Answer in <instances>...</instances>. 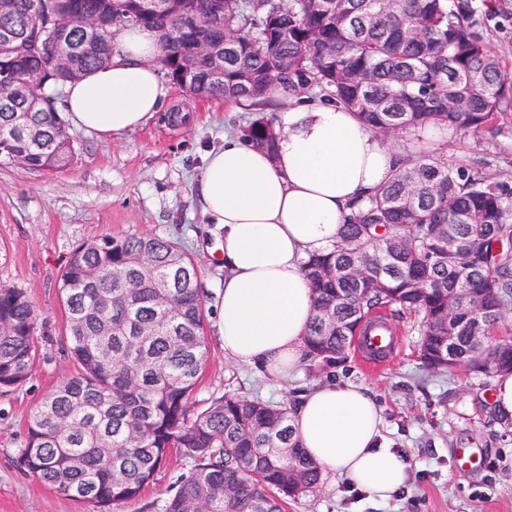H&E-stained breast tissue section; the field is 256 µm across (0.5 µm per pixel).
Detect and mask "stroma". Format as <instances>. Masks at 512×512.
Wrapping results in <instances>:
<instances>
[{
  "label": "stroma",
  "instance_id": "stroma-1",
  "mask_svg": "<svg viewBox=\"0 0 512 512\" xmlns=\"http://www.w3.org/2000/svg\"><path fill=\"white\" fill-rule=\"evenodd\" d=\"M485 43L512 73V0H471ZM172 110L193 114L181 126L169 112L144 127L107 141L70 129L75 155L55 171L0 166V284L25 289L37 314L39 356L19 388L0 393V512H86L27 473L19 462L27 424L43 397L75 370L63 352L66 315L59 294L61 271L73 248L104 236L156 234L180 240L199 267L205 305L208 361L194 393L197 407L236 390L280 402L311 385L307 374L281 383L263 380L224 355L217 331L224 281L219 263L222 236L205 223L194 194L201 158L224 134H241L254 111L224 100L170 88ZM445 166L486 168L512 186V111L496 132L456 128L437 155ZM394 346L380 366L358 354L329 369L333 380L368 387L383 414L384 435L409 463L407 491L387 502L351 496L344 481L324 476L321 490L290 505L288 512H512V432L482 413L491 391L464 369L426 372L417 354L418 317L385 312ZM473 462L458 467L459 449ZM174 456L136 501L114 512H160L170 491L189 471Z\"/></svg>",
  "mask_w": 512,
  "mask_h": 512
}]
</instances>
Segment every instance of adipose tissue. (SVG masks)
I'll use <instances>...</instances> for the list:
<instances>
[{"label": "adipose tissue", "instance_id": "obj_1", "mask_svg": "<svg viewBox=\"0 0 512 512\" xmlns=\"http://www.w3.org/2000/svg\"><path fill=\"white\" fill-rule=\"evenodd\" d=\"M157 30L130 26L110 63L68 82L58 103L71 125L109 140L147 124L169 98ZM274 150L229 134L207 151L195 185L200 209L224 244L218 332L224 353L261 377L288 380L304 362L313 315L309 255L329 249L341 228L402 162L352 112L323 100L275 112ZM292 424L322 472L379 500L404 490L409 465L385 445L372 392L318 383L300 393Z\"/></svg>", "mask_w": 512, "mask_h": 512}]
</instances>
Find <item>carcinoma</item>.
<instances>
[{"label":"carcinoma","mask_w":512,"mask_h":512,"mask_svg":"<svg viewBox=\"0 0 512 512\" xmlns=\"http://www.w3.org/2000/svg\"><path fill=\"white\" fill-rule=\"evenodd\" d=\"M216 2L174 0L144 13L132 0H12L0 31L16 39L0 53V71L14 73L18 89L0 101V165L19 156L35 171L71 164L73 141L54 100L67 80L106 64L130 26L161 32L160 62L174 84L230 106L264 105L274 88L296 100L318 93L383 136L432 120L490 130L512 107V76L477 30L471 0H226L220 15ZM85 8L105 26L68 33L78 51L62 68L50 49L54 22ZM221 26L235 43L219 82L192 47ZM31 70L40 74L35 86L26 81ZM35 96L41 111L29 112ZM21 117L41 129V141L18 130ZM243 139L272 149L276 134L261 117ZM142 254L151 259L146 270L135 265ZM303 269L314 298L303 340L309 371L345 361L372 311L393 308L421 317L425 369L512 374V338H495L512 309V188L483 170L409 155ZM60 293L78 369L29 422L19 449L26 472L90 512L140 498L173 454L192 466L162 512H286L288 500L320 490L290 403L226 392L194 409L206 316L198 268L179 242L147 234L85 241L62 270ZM36 321L24 289L0 287L1 389L29 379Z\"/></svg>","instance_id":"carcinoma-1"}]
</instances>
